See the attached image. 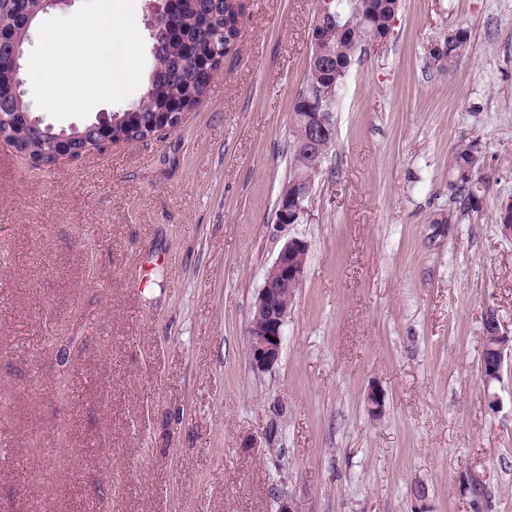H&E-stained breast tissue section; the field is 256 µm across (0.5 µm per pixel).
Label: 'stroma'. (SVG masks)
<instances>
[{
    "label": "stroma",
    "mask_w": 512,
    "mask_h": 512,
    "mask_svg": "<svg viewBox=\"0 0 512 512\" xmlns=\"http://www.w3.org/2000/svg\"><path fill=\"white\" fill-rule=\"evenodd\" d=\"M325 3L235 0L176 130L51 166L0 141V512H474L464 474L512 512V357L481 373L485 312L512 332V0H400L332 108L307 220L279 225ZM468 141L484 205L434 223ZM292 237L305 275L258 371L252 303ZM470 43V33L463 27L448 30V35L431 54L434 64L441 68H451L465 53Z\"/></svg>",
    "instance_id": "stroma-1"
}]
</instances>
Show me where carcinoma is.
I'll list each match as a JSON object with an SVG mask.
<instances>
[{
  "label": "carcinoma",
  "instance_id": "carcinoma-1",
  "mask_svg": "<svg viewBox=\"0 0 512 512\" xmlns=\"http://www.w3.org/2000/svg\"><path fill=\"white\" fill-rule=\"evenodd\" d=\"M400 0H354L352 11L343 14L332 11L336 22L325 26L323 34L332 35L336 45V58L332 66L320 73L308 71L305 89L300 91L293 103L292 112H312L316 106L312 85L322 88L325 101L334 102L341 90L345 77L355 60L357 51L364 50L365 40L372 34L386 35L395 17ZM38 6L37 0H0V23L3 31L13 32L23 19L24 12ZM210 22L208 30H202L204 22ZM180 31L179 42L172 43L169 25L154 30V40L167 45L164 54L156 57L151 77L144 97L155 102L180 99L194 104L190 92L201 95L206 92L211 76L203 70V65L196 53L184 50L182 40L205 42L209 51L215 52L233 44L239 35L235 27L236 18L229 11L225 0H182L181 8L175 18ZM470 43V33L463 27L448 30V35L431 54L434 64L442 68H451L465 53ZM148 113L119 112L110 117L112 135L115 139L126 141L138 140L144 136L142 127L146 126ZM303 126L291 122L292 141L290 144L291 165L293 171H307L308 179L314 180L318 171L307 168L309 160L305 150L297 149V142L302 140ZM56 129L44 125L42 133L18 139L20 148L41 157L50 163L54 160L56 150L54 133ZM480 155L478 146L472 142L460 144L454 153L450 170L448 188L452 200L458 204V211L476 210L473 201L483 199L482 182L479 176Z\"/></svg>",
  "mask_w": 512,
  "mask_h": 512
}]
</instances>
